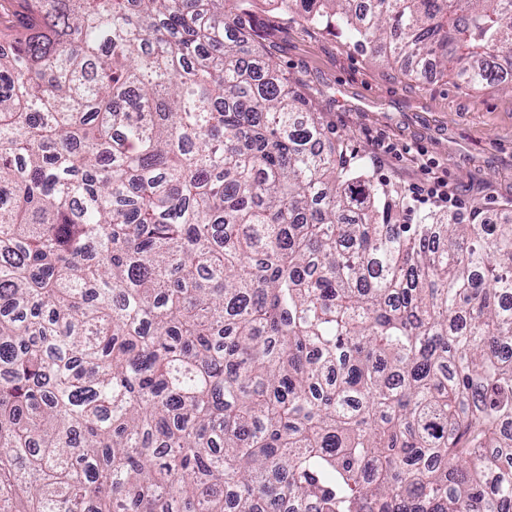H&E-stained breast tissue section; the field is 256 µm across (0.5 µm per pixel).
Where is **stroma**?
I'll return each mask as SVG.
<instances>
[{
	"label": "stroma",
	"instance_id": "obj_1",
	"mask_svg": "<svg viewBox=\"0 0 512 512\" xmlns=\"http://www.w3.org/2000/svg\"><path fill=\"white\" fill-rule=\"evenodd\" d=\"M244 33L286 71L325 131L379 180L412 191L438 162L455 207L512 220V85L469 87L438 73L405 74L357 49L347 30L325 29L269 0H245ZM410 145L412 154L386 152Z\"/></svg>",
	"mask_w": 512,
	"mask_h": 512
}]
</instances>
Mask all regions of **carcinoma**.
Instances as JSON below:
<instances>
[{
	"mask_svg": "<svg viewBox=\"0 0 512 512\" xmlns=\"http://www.w3.org/2000/svg\"><path fill=\"white\" fill-rule=\"evenodd\" d=\"M278 2L512 58V0ZM225 3H0V512H512V223L411 216Z\"/></svg>",
	"mask_w": 512,
	"mask_h": 512,
	"instance_id": "1",
	"label": "carcinoma"
}]
</instances>
